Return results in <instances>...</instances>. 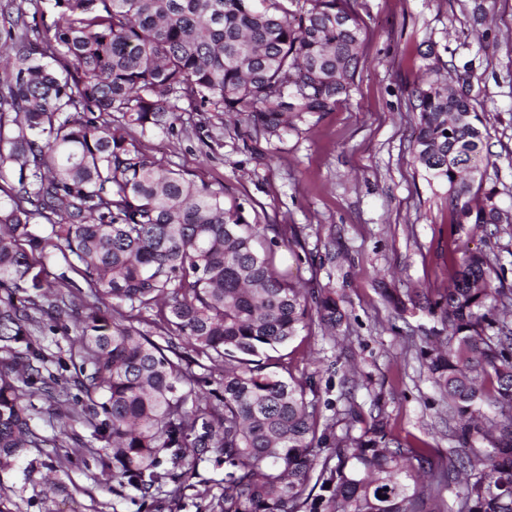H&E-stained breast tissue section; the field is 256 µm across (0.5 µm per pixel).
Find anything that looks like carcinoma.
Returning a JSON list of instances; mask_svg holds the SVG:
<instances>
[{
    "instance_id": "carcinoma-1",
    "label": "carcinoma",
    "mask_w": 512,
    "mask_h": 512,
    "mask_svg": "<svg viewBox=\"0 0 512 512\" xmlns=\"http://www.w3.org/2000/svg\"><path fill=\"white\" fill-rule=\"evenodd\" d=\"M54 7L48 24L41 0L0 4V469L45 442L44 400L93 428L118 495L152 500L212 457L224 464L219 512H423L424 451L376 418L357 436H330L314 375L276 371L288 370L277 352L309 322L336 335V297L287 282L273 247H257L269 225L143 143L179 112L242 115L269 142L331 111L349 96L366 39L349 0ZM471 73L438 56L426 65L411 92V155L428 184L447 188L453 223L511 224L483 186L488 133ZM51 253L81 282L63 275L54 289ZM491 270L485 252L463 251L429 303L448 337L428 370L473 452L459 465L457 512H512V328L491 307L511 308L512 289L493 287ZM145 312L158 334L139 327ZM61 315L81 347L70 383L43 375L32 336ZM202 359L222 365L220 379L192 370ZM484 402L498 420L480 419ZM490 434L491 447L474 451Z\"/></svg>"
}]
</instances>
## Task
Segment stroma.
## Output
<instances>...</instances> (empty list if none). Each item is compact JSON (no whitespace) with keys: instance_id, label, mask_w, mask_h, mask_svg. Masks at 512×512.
Returning a JSON list of instances; mask_svg holds the SVG:
<instances>
[{"instance_id":"obj_1","label":"stroma","mask_w":512,"mask_h":512,"mask_svg":"<svg viewBox=\"0 0 512 512\" xmlns=\"http://www.w3.org/2000/svg\"><path fill=\"white\" fill-rule=\"evenodd\" d=\"M351 4L367 30L354 84L310 129L255 143L243 129L222 127L216 114L185 112L145 144L196 181L223 184L226 201L270 225L277 269L289 281L342 298L346 318L335 338L313 323L286 349L294 375L320 372L333 433L359 434L381 414L395 441L429 449L428 470L436 474L458 446L457 422L428 377L427 357L446 331L424 301L447 288L451 259L465 246L484 250L512 289V224L487 232L453 224L444 188L428 185L409 153L415 117L408 98L428 48L450 64L472 62V96L491 151L485 182L512 209V0ZM386 288L396 289L403 311L387 305ZM76 334L44 322L38 337L55 375L71 378ZM352 409L361 414L355 424ZM37 425L46 445L0 471L11 512H210L224 492L223 465L206 462L182 485H164L155 500L117 496L85 422L46 414ZM63 427L87 446L61 441ZM51 478L66 494L50 491Z\"/></svg>"}]
</instances>
